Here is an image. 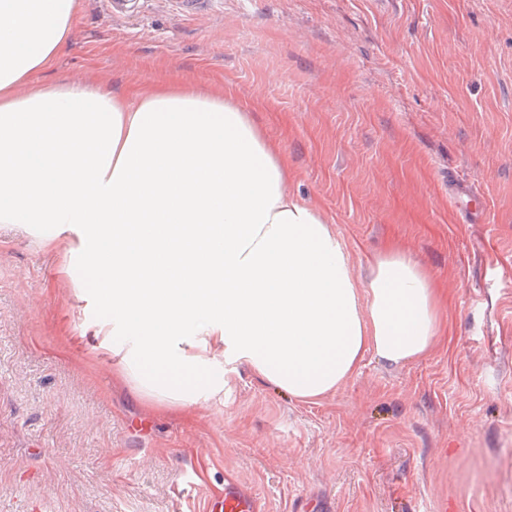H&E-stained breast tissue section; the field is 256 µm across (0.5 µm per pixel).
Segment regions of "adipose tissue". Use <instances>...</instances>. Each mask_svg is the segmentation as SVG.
I'll return each mask as SVG.
<instances>
[{"mask_svg":"<svg viewBox=\"0 0 512 512\" xmlns=\"http://www.w3.org/2000/svg\"><path fill=\"white\" fill-rule=\"evenodd\" d=\"M77 0H0V224L63 257L88 337L148 408L181 412L247 367L313 402L366 354L426 357L433 275L396 244L355 277L277 145L227 91L166 82L135 100L97 80L33 82L65 50Z\"/></svg>","mask_w":512,"mask_h":512,"instance_id":"ef3b65f1","label":"adipose tissue"}]
</instances>
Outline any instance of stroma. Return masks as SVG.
I'll use <instances>...</instances> for the list:
<instances>
[{"label": "stroma", "instance_id": "obj_1", "mask_svg": "<svg viewBox=\"0 0 512 512\" xmlns=\"http://www.w3.org/2000/svg\"><path fill=\"white\" fill-rule=\"evenodd\" d=\"M171 77L252 112L358 279L390 243L430 269L443 333L316 402L228 363L223 394L150 414L75 343L58 257L1 231L0 512H209L230 484L261 512H512V0H137L121 19L78 0L35 80Z\"/></svg>", "mask_w": 512, "mask_h": 512}]
</instances>
